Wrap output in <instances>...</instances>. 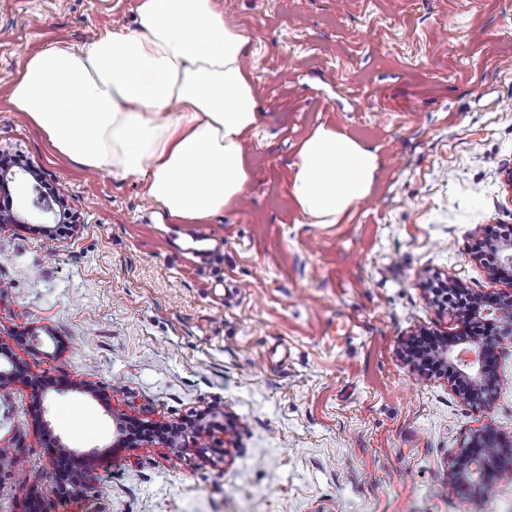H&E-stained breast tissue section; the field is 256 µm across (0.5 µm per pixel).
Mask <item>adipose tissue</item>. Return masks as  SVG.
<instances>
[{"mask_svg":"<svg viewBox=\"0 0 512 512\" xmlns=\"http://www.w3.org/2000/svg\"><path fill=\"white\" fill-rule=\"evenodd\" d=\"M250 43L215 0H138L134 27L32 52L8 99L75 168L136 177L171 223L204 224L252 178ZM379 169L376 149L321 125L297 151L291 192L306 223L335 224Z\"/></svg>","mask_w":512,"mask_h":512,"instance_id":"ef3b65f1","label":"adipose tissue"}]
</instances>
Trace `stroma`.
<instances>
[{
  "label": "stroma",
  "instance_id": "1",
  "mask_svg": "<svg viewBox=\"0 0 512 512\" xmlns=\"http://www.w3.org/2000/svg\"><path fill=\"white\" fill-rule=\"evenodd\" d=\"M251 34L262 122L246 194L170 223L134 177L80 171L8 102L26 55L133 24L137 0H0V152L78 217L48 238L0 224V512H512V340L490 397L419 373L407 341L456 339L441 282L495 299L478 244L512 227V0H221ZM376 148L381 170L339 224L305 223L293 162L318 125ZM52 387L37 404L31 379ZM220 427L176 455L120 445L117 418ZM478 434L486 493L448 474ZM90 469L55 489V450Z\"/></svg>",
  "mask_w": 512,
  "mask_h": 512
}]
</instances>
